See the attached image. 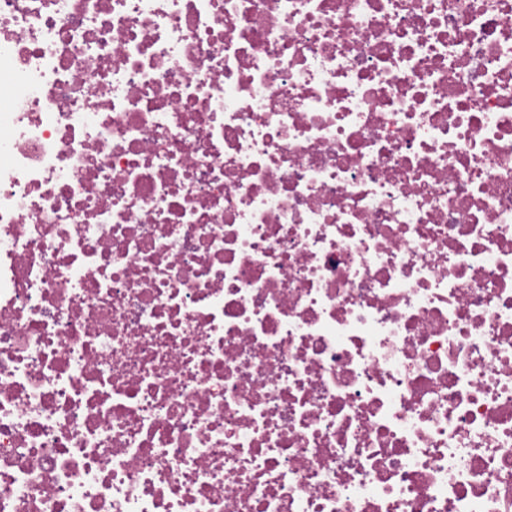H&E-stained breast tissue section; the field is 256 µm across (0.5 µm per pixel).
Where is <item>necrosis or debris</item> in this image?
<instances>
[{
    "mask_svg": "<svg viewBox=\"0 0 512 512\" xmlns=\"http://www.w3.org/2000/svg\"><path fill=\"white\" fill-rule=\"evenodd\" d=\"M0 512H512V0H0Z\"/></svg>",
    "mask_w": 512,
    "mask_h": 512,
    "instance_id": "obj_1",
    "label": "necrosis or debris"
}]
</instances>
